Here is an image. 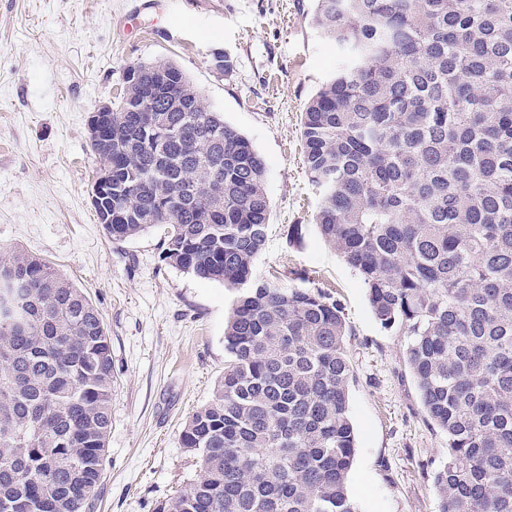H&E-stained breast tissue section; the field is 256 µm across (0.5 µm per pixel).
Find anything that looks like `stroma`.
<instances>
[{
  "instance_id": "1",
  "label": "stroma",
  "mask_w": 512,
  "mask_h": 512,
  "mask_svg": "<svg viewBox=\"0 0 512 512\" xmlns=\"http://www.w3.org/2000/svg\"><path fill=\"white\" fill-rule=\"evenodd\" d=\"M313 0H0V244L19 246L82 288L112 343V426L91 512H154L196 469L185 421L229 359L233 289L162 261L165 230L115 244L91 203L94 109L126 69L167 59L209 109L245 135L271 204L256 281L299 287L305 270L337 292L352 331L348 489L360 512H437L433 472L448 437L426 420L406 363L408 339L384 331L363 284L322 239L307 178L301 113L336 68L313 27ZM229 61L216 75L214 51ZM301 240L289 242L291 225Z\"/></svg>"
}]
</instances>
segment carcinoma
<instances>
[{
	"instance_id": "cac0c4a2",
	"label": "carcinoma",
	"mask_w": 512,
	"mask_h": 512,
	"mask_svg": "<svg viewBox=\"0 0 512 512\" xmlns=\"http://www.w3.org/2000/svg\"><path fill=\"white\" fill-rule=\"evenodd\" d=\"M313 2L339 51L301 118L315 224L380 326L409 338L424 414L448 436L438 512H512V0ZM128 71L93 142L112 171L107 237L161 225L163 261L240 290L230 361L180 434L199 469L155 512H359L341 300L253 280L262 158L173 62ZM113 382L88 296L1 246L0 512H86Z\"/></svg>"
}]
</instances>
